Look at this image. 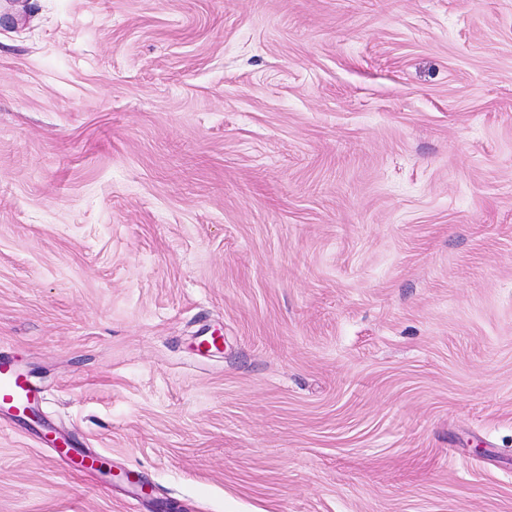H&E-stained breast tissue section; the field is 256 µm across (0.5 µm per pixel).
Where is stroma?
<instances>
[{"label":"stroma","instance_id":"35a3bbf8","mask_svg":"<svg viewBox=\"0 0 512 512\" xmlns=\"http://www.w3.org/2000/svg\"><path fill=\"white\" fill-rule=\"evenodd\" d=\"M0 352V512H512V0H0ZM38 391L13 359L0 356V411L25 420V414L37 399Z\"/></svg>","mask_w":512,"mask_h":512}]
</instances>
